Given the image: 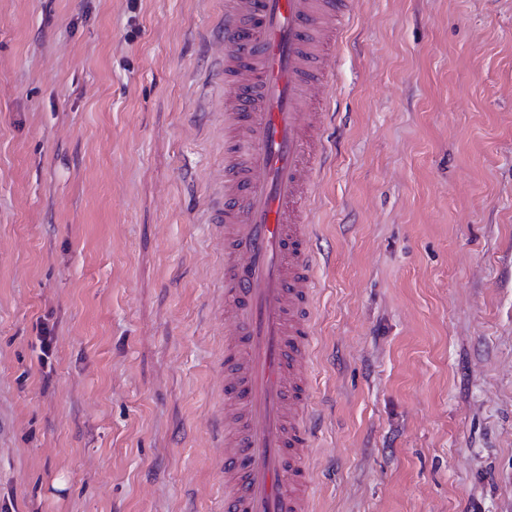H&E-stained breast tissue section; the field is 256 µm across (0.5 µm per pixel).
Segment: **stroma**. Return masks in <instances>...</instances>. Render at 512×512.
Listing matches in <instances>:
<instances>
[{"label":"stroma","mask_w":512,"mask_h":512,"mask_svg":"<svg viewBox=\"0 0 512 512\" xmlns=\"http://www.w3.org/2000/svg\"><path fill=\"white\" fill-rule=\"evenodd\" d=\"M219 2L0 0V512L224 495ZM331 66L317 512H512V0H352Z\"/></svg>","instance_id":"35a3bbf8"}]
</instances>
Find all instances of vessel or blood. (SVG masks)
Segmentation results:
<instances>
[{"label":"vessel or blood","instance_id":"b4317fda","mask_svg":"<svg viewBox=\"0 0 512 512\" xmlns=\"http://www.w3.org/2000/svg\"><path fill=\"white\" fill-rule=\"evenodd\" d=\"M350 0H224L212 26L224 180L207 201L223 242L212 308L224 340L221 512H313L317 413L307 368L322 252L311 193Z\"/></svg>","mask_w":512,"mask_h":512}]
</instances>
